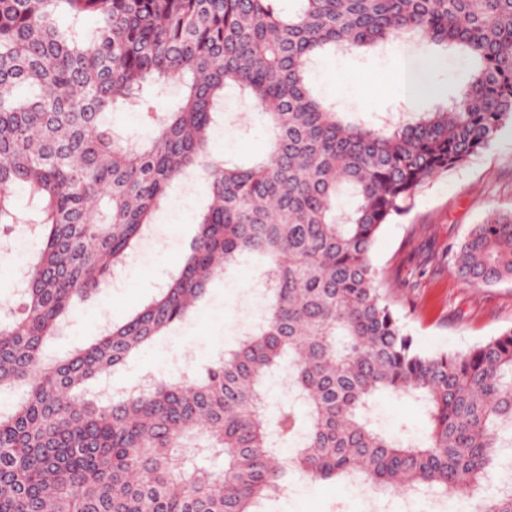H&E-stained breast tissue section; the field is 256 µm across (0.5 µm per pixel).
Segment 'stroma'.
I'll return each instance as SVG.
<instances>
[{
  "label": "stroma",
  "instance_id": "1",
  "mask_svg": "<svg viewBox=\"0 0 512 512\" xmlns=\"http://www.w3.org/2000/svg\"><path fill=\"white\" fill-rule=\"evenodd\" d=\"M406 54L428 67L433 87L425 97H404L394 90L367 103V86L393 81L395 60ZM329 61L339 81L313 76L317 89L336 101L341 112L375 122L390 113L433 109L456 94L471 61L456 49L437 55L435 47L416 49L391 43L385 49L339 53ZM224 110L232 122L215 133V155L252 161L264 151L266 133L254 109L238 94H228ZM202 200L200 183L191 182L155 216V243H143L129 259L126 276L113 283L105 304L89 299L63 333L50 341L51 354L62 356L91 343L103 321L125 322L135 309L156 296L189 252ZM512 211V122L506 123L489 149L423 188L414 208L398 223L384 225L371 251L374 265L389 285L395 308L424 350L460 352L512 328V283L479 286L459 277L453 254L473 225L490 211ZM39 242L24 238L9 245L0 260V309L5 308L16 275ZM254 273L244 269L213 281L192 316L143 347L105 382L130 389L146 380L194 373L234 348L240 333L257 320L263 299L253 287ZM386 433L422 437L426 426L421 405L383 395L373 412ZM424 498L364 492L340 481L293 477L285 495L267 501L266 512H423Z\"/></svg>",
  "mask_w": 512,
  "mask_h": 512
}]
</instances>
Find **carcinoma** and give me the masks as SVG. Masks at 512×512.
I'll use <instances>...</instances> for the list:
<instances>
[{"instance_id":"obj_1","label":"carcinoma","mask_w":512,"mask_h":512,"mask_svg":"<svg viewBox=\"0 0 512 512\" xmlns=\"http://www.w3.org/2000/svg\"><path fill=\"white\" fill-rule=\"evenodd\" d=\"M282 2L0 0V236L27 224L40 241L0 319V394H19L0 411V512H259L290 473L512 512V489L475 498L512 447V329L464 352L423 351L371 257L425 185L512 121V0ZM395 39L475 62L450 105L375 126L345 119L311 83L322 56ZM168 83L171 104L149 92ZM229 92L270 134L249 164L211 151ZM119 110L149 130L144 141L104 125ZM186 180L203 204L165 287L89 345L46 357ZM254 258L263 316L223 360L86 397ZM454 266L479 286L512 282V212L475 225ZM276 371L292 399L267 418ZM381 393L423 405V438L374 427ZM198 436L223 467L186 466Z\"/></svg>"}]
</instances>
